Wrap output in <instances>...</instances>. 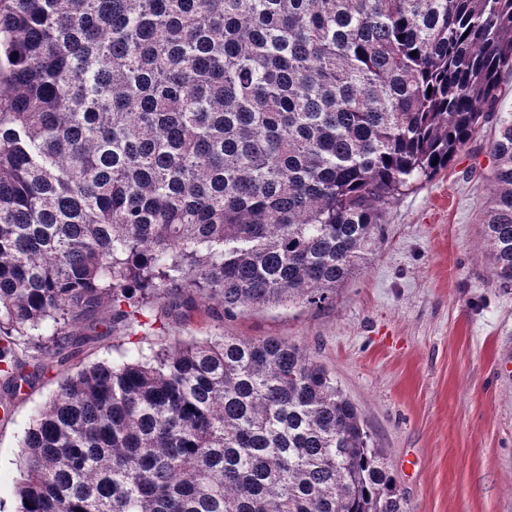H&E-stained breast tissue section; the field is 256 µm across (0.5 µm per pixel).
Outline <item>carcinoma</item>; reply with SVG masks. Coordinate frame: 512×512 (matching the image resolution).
Listing matches in <instances>:
<instances>
[{"label": "carcinoma", "instance_id": "cac0c4a2", "mask_svg": "<svg viewBox=\"0 0 512 512\" xmlns=\"http://www.w3.org/2000/svg\"><path fill=\"white\" fill-rule=\"evenodd\" d=\"M512 0H0V376L108 298L133 347L63 376L16 512H404L331 372L278 337L145 353L165 299L319 306L385 207L483 126L512 287Z\"/></svg>", "mask_w": 512, "mask_h": 512}]
</instances>
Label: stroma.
<instances>
[{"mask_svg":"<svg viewBox=\"0 0 512 512\" xmlns=\"http://www.w3.org/2000/svg\"><path fill=\"white\" fill-rule=\"evenodd\" d=\"M486 124L448 171L397 195L361 270L316 308H263L224 319L197 299L152 345L216 334L278 337L306 349L357 406L406 512H512V287L492 281L482 235L490 196ZM108 301L70 323L77 369L117 357ZM57 389L45 378L8 395L0 420V512H16L22 442Z\"/></svg>","mask_w":512,"mask_h":512,"instance_id":"stroma-1","label":"stroma"}]
</instances>
